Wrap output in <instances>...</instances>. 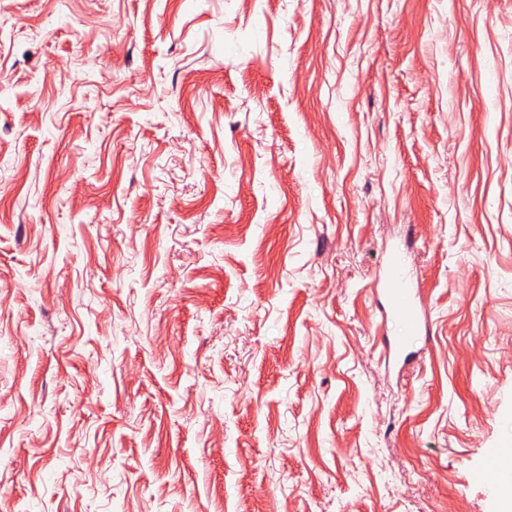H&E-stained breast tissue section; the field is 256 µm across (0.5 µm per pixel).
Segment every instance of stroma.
Here are the masks:
<instances>
[{
  "mask_svg": "<svg viewBox=\"0 0 512 512\" xmlns=\"http://www.w3.org/2000/svg\"><path fill=\"white\" fill-rule=\"evenodd\" d=\"M511 443L512 0H0V512H504ZM382 292L386 299L387 309L380 308L382 318L388 315L405 322L408 330L421 334L425 326V314L419 307L413 288L408 285L406 261L397 252L387 263L382 274Z\"/></svg>",
  "mask_w": 512,
  "mask_h": 512,
  "instance_id": "obj_1",
  "label": "stroma"
}]
</instances>
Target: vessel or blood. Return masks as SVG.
Here are the masks:
<instances>
[{"mask_svg":"<svg viewBox=\"0 0 512 512\" xmlns=\"http://www.w3.org/2000/svg\"><path fill=\"white\" fill-rule=\"evenodd\" d=\"M382 292L386 306L381 316H391L405 322L412 333H422L425 314L419 307L412 288L408 285L406 261L402 254H394L382 274Z\"/></svg>","mask_w":512,"mask_h":512,"instance_id":"1","label":"vessel or blood"}]
</instances>
